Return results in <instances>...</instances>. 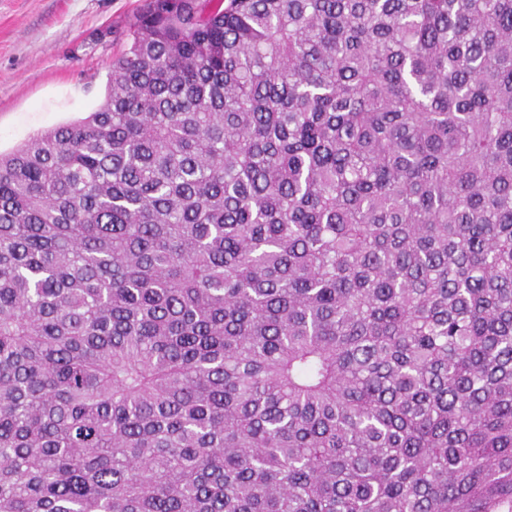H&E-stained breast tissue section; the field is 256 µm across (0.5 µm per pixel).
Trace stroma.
I'll use <instances>...</instances> for the list:
<instances>
[{
	"label": "stroma",
	"mask_w": 512,
	"mask_h": 512,
	"mask_svg": "<svg viewBox=\"0 0 512 512\" xmlns=\"http://www.w3.org/2000/svg\"><path fill=\"white\" fill-rule=\"evenodd\" d=\"M143 0H0V153L103 101Z\"/></svg>",
	"instance_id": "35a3bbf8"
}]
</instances>
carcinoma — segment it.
<instances>
[{"label": "carcinoma", "instance_id": "cac0c4a2", "mask_svg": "<svg viewBox=\"0 0 512 512\" xmlns=\"http://www.w3.org/2000/svg\"><path fill=\"white\" fill-rule=\"evenodd\" d=\"M0 155V512H512V0H145Z\"/></svg>", "mask_w": 512, "mask_h": 512}]
</instances>
